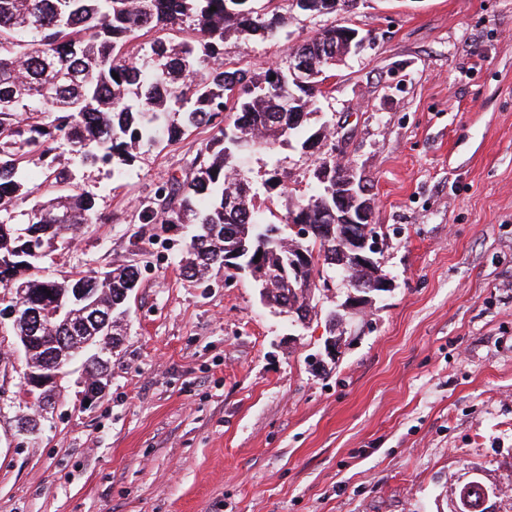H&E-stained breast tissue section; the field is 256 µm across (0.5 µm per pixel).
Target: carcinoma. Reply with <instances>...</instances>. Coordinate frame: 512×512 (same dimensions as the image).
Segmentation results:
<instances>
[{"mask_svg": "<svg viewBox=\"0 0 512 512\" xmlns=\"http://www.w3.org/2000/svg\"><path fill=\"white\" fill-rule=\"evenodd\" d=\"M253 2L0 0V288L11 294L10 304L42 308L67 288H94L97 312L111 315L112 346H118L139 268L126 262L99 276L87 270L62 279L46 273L43 247L100 220L94 198L50 156L63 143L83 165L109 166L112 178L120 179L142 148L162 137L176 143L201 127L216 133L194 158V177L171 176L143 213L146 224L189 229L180 260L184 280L211 288L235 277L225 268L224 255L245 241L250 251L239 263L259 258L272 284L269 305L297 304L309 315L317 285L347 271L343 225H335L337 237L329 249L313 236L291 244L263 241V229L274 221L257 207L259 188L235 171L242 146L302 147L312 137L325 140L334 132L325 123L314 131L302 123L288 125L291 94L298 95L297 110H316L327 80L323 69L317 86L306 91L288 76L286 61L261 73L224 67L227 38L283 34L292 0H263L259 9ZM185 23L190 34L180 37ZM341 42L335 25L316 28L308 37L311 60L320 62ZM46 84L50 97L45 99L39 89ZM35 156L42 162L38 183L26 173ZM31 197L35 203L22 228L12 223V213ZM311 201L336 207L317 185L292 209ZM294 249L305 251L309 262L306 286L291 289L279 270L288 269ZM90 317L73 308L67 320H49L42 341L27 349L26 366L39 369L49 352L70 355L81 339L102 335Z\"/></svg>", "mask_w": 512, "mask_h": 512, "instance_id": "carcinoma-1", "label": "carcinoma"}]
</instances>
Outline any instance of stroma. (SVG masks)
Wrapping results in <instances>:
<instances>
[{
    "instance_id": "stroma-1",
    "label": "stroma",
    "mask_w": 512,
    "mask_h": 512,
    "mask_svg": "<svg viewBox=\"0 0 512 512\" xmlns=\"http://www.w3.org/2000/svg\"><path fill=\"white\" fill-rule=\"evenodd\" d=\"M335 19L368 40L307 123L347 132L391 291L346 311L338 283L299 324L249 277L190 287L182 234L142 215L211 130L143 150L119 181L60 147L103 221L48 273L147 272L107 395L76 408L68 375L39 437L18 431L25 360L0 331V512H455L473 480L485 512H512V0H349ZM324 22L291 12L286 37L228 38L224 60L263 70ZM236 164L257 183L278 169L287 194L258 204L279 215L315 187L296 145ZM333 310L344 335L320 364Z\"/></svg>"
}]
</instances>
